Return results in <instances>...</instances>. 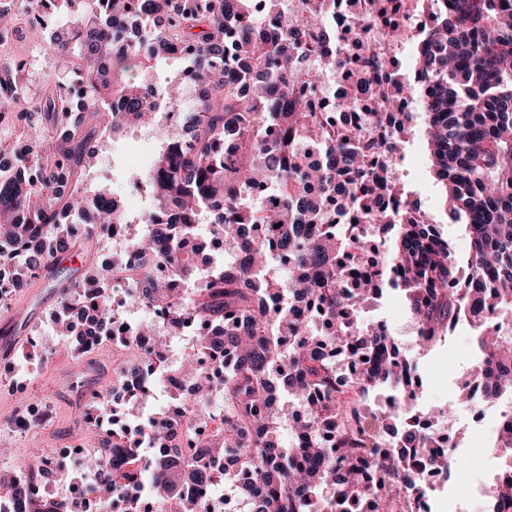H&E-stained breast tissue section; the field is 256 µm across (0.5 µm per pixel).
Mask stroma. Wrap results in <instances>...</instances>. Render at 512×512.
I'll list each match as a JSON object with an SVG mask.
<instances>
[{"label":"stroma","instance_id":"1","mask_svg":"<svg viewBox=\"0 0 512 512\" xmlns=\"http://www.w3.org/2000/svg\"><path fill=\"white\" fill-rule=\"evenodd\" d=\"M19 32L15 38L0 44V59L24 66L33 79L36 94L55 91L57 76L65 73L67 63L49 47L45 30L34 27L25 8L17 10ZM102 162L90 181L91 188H109L122 197H134L136 208H146L144 194H133L132 172L142 169L153 152L152 141L134 136L105 139L101 146ZM398 186L415 201L421 211L441 225L457 254H465L468 236L465 225L455 223L441 206V185L432 171L429 151L423 133H416L405 149L399 167ZM24 309L29 321L17 333H0V351L27 346L30 340L52 333L51 319L58 308L56 282L33 279L27 288L11 294L0 304V325L10 322L13 311ZM411 318L405 297L387 290L366 302L360 311L362 323L386 322L396 328L398 322ZM401 349L411 351L415 365L418 401L426 406H442L455 399L462 377L473 363V338L464 325H457L441 345L418 351L409 337L397 336ZM113 378L112 343L103 341L88 352L72 350L65 341H57L54 351L44 360H19L17 368L0 376V467L18 469L32 462L35 452H50L63 445H80L89 426L108 433L111 418L92 424L91 404L84 396L86 380L95 387L111 386ZM25 383L31 399L41 401L48 409V419L34 430L18 433L10 423L25 410L24 401L14 395L12 382Z\"/></svg>","mask_w":512,"mask_h":512}]
</instances>
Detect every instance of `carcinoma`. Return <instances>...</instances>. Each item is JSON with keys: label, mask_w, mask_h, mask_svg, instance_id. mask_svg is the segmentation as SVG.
I'll use <instances>...</instances> for the list:
<instances>
[{"label": "carcinoma", "mask_w": 512, "mask_h": 512, "mask_svg": "<svg viewBox=\"0 0 512 512\" xmlns=\"http://www.w3.org/2000/svg\"><path fill=\"white\" fill-rule=\"evenodd\" d=\"M264 2L257 17L252 0H63L73 13L63 24L34 9L82 94L40 97L20 77L22 65L0 61V119L15 112L26 125L12 143L0 141V158H14L10 170L0 167L4 281L13 292L25 288L117 226L126 249L112 253L110 271L90 267L60 283L56 334L85 336L112 321L113 285L122 281L138 288L131 308L168 314L167 335L198 328L197 354L175 367L160 341L91 397L104 409L127 374L155 379L174 369L195 383L197 401L219 396L214 434L201 438L192 415L175 427L142 422L143 400L131 395L120 412L140 438L89 432L87 478L102 507L120 499L125 512H142L146 494L177 512H207L204 499L183 497L184 487L224 483L245 512H413L426 472L463 458L451 443L435 449L405 407L415 398L410 356L387 332L359 331L357 317L388 286L405 295L420 348L468 320L479 361L497 369L473 364L461 397L472 398V385L489 401L512 395V0H424L436 20L414 37L408 60L434 87L421 96L420 119L442 205L469 234L463 258L411 201L399 211L376 207L393 172L359 152L357 130L330 125L313 101L317 87L336 83L340 56L355 54L338 45L336 0H295L294 10L288 0ZM295 12L304 26L292 25ZM170 59L183 67L157 95L145 92ZM187 85L195 108L181 112ZM392 103L379 98L369 122L383 124ZM165 112L179 122L162 130L152 161L132 177L151 209L130 213L112 191L88 190L101 138L152 129ZM414 129L399 124L381 148L394 150ZM352 213L366 228L348 230ZM72 224L85 226L84 237L71 235ZM175 279L192 286L188 296L174 293ZM326 346L377 358L344 378ZM199 354L224 375H203ZM387 384L402 386L398 402L363 411L367 395ZM290 420L300 441L285 448L280 433ZM388 433L398 448L384 452ZM146 448L163 452L149 457ZM495 448L512 459V423L497 431ZM228 452L254 483L237 486L205 461ZM378 469L387 476L381 490ZM39 477L35 461L20 486L0 476L13 512H83L76 498L41 496ZM508 502L512 479L483 512Z\"/></svg>", "instance_id": "carcinoma-1"}]
</instances>
